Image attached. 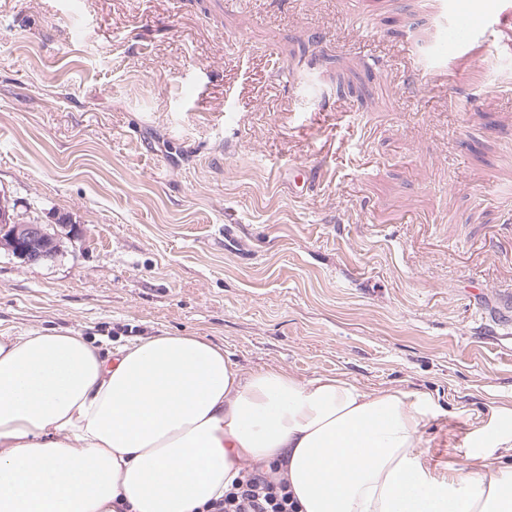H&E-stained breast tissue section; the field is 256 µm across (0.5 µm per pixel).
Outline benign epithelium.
<instances>
[{"instance_id":"7a95c632","label":"benign epithelium","mask_w":512,"mask_h":512,"mask_svg":"<svg viewBox=\"0 0 512 512\" xmlns=\"http://www.w3.org/2000/svg\"><path fill=\"white\" fill-rule=\"evenodd\" d=\"M8 204L0 200V246L27 265L49 262L60 251L59 230L48 224L9 218Z\"/></svg>"}]
</instances>
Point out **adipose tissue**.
Here are the masks:
<instances>
[{
  "instance_id": "obj_1",
  "label": "adipose tissue",
  "mask_w": 512,
  "mask_h": 512,
  "mask_svg": "<svg viewBox=\"0 0 512 512\" xmlns=\"http://www.w3.org/2000/svg\"><path fill=\"white\" fill-rule=\"evenodd\" d=\"M424 397L340 376L243 370L203 336L102 351L77 332L0 334V512H200L275 469L298 512H512V408L480 470L433 473Z\"/></svg>"
}]
</instances>
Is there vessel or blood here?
Masks as SVG:
<instances>
[{
	"label": "vessel or blood",
	"instance_id": "vessel-or-blood-1",
	"mask_svg": "<svg viewBox=\"0 0 512 512\" xmlns=\"http://www.w3.org/2000/svg\"><path fill=\"white\" fill-rule=\"evenodd\" d=\"M430 11L442 25V40L446 58L434 66L429 76L432 81L444 82L449 76L448 61L466 57L479 64L476 52L478 41L489 39L512 51V0H491L488 7L475 12L460 0H428Z\"/></svg>",
	"mask_w": 512,
	"mask_h": 512
}]
</instances>
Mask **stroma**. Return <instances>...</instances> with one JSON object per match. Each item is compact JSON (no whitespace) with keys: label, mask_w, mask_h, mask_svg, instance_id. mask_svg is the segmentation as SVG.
I'll list each match as a JSON object with an SVG mask.
<instances>
[{"label":"stroma","mask_w":512,"mask_h":512,"mask_svg":"<svg viewBox=\"0 0 512 512\" xmlns=\"http://www.w3.org/2000/svg\"><path fill=\"white\" fill-rule=\"evenodd\" d=\"M440 50L421 0H0V197L78 231L0 249V332L422 394L429 465L479 469L512 407V53L435 84Z\"/></svg>","instance_id":"35a3bbf8"}]
</instances>
